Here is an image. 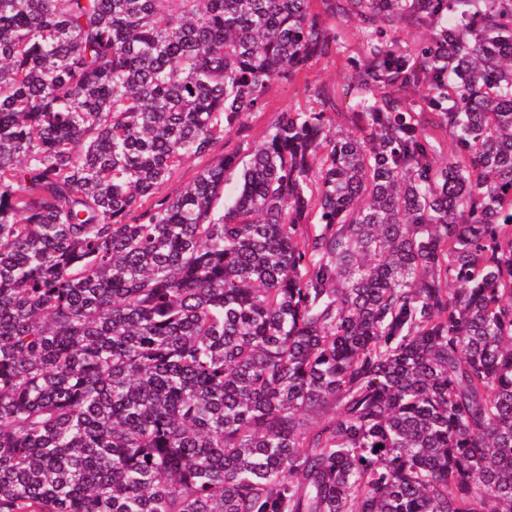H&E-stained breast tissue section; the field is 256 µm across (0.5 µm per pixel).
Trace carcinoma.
I'll list each match as a JSON object with an SVG mask.
<instances>
[{
    "instance_id": "1",
    "label": "carcinoma",
    "mask_w": 512,
    "mask_h": 512,
    "mask_svg": "<svg viewBox=\"0 0 512 512\" xmlns=\"http://www.w3.org/2000/svg\"><path fill=\"white\" fill-rule=\"evenodd\" d=\"M314 2L0 0V512H512V0ZM337 52L320 60L313 61L306 74L296 77L292 82L274 81L266 95L267 106L260 112H252L245 117V132L248 134L246 142L261 136L267 128L277 120L280 112L296 110L299 108L317 106L314 97L316 89L326 88L335 90L338 99L346 83V77L351 70L349 60L359 58L363 51V40L360 36V25L356 19L347 22L336 19ZM220 141L210 155L204 159H193L185 162L165 182L159 190V195L174 197L186 185L198 176L201 168L207 163H212L224 150L235 149L239 145L246 149V142L241 135H232L229 141Z\"/></svg>"
}]
</instances>
